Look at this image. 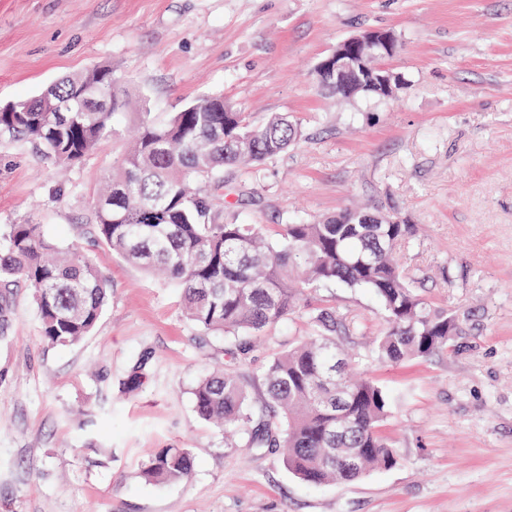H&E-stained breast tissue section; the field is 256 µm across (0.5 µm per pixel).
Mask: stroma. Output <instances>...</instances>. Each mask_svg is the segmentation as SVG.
Here are the masks:
<instances>
[{"mask_svg":"<svg viewBox=\"0 0 512 512\" xmlns=\"http://www.w3.org/2000/svg\"><path fill=\"white\" fill-rule=\"evenodd\" d=\"M365 29L395 34L393 97L341 100L314 68ZM112 68L126 108L111 135L58 172L33 144L0 136V228L37 224L78 246L109 301L79 342L48 343L17 283L0 320V512H512V0H0V107L66 76ZM220 96L255 122L286 112L299 144L233 170L225 217L269 227L364 206L415 227L398 253L430 301L469 317L447 350L399 366L369 343L385 323L368 291L307 289L357 316L339 337L353 367L392 397L382 432L401 462L311 486L281 449L224 445L191 388L224 360L223 337L188 321L180 292L102 244L93 202L143 116L163 122ZM310 333L303 313L266 330L244 370L255 410L270 357ZM147 382L123 390L133 360ZM190 449L184 481L139 477L156 449Z\"/></svg>","mask_w":512,"mask_h":512,"instance_id":"1","label":"stroma"}]
</instances>
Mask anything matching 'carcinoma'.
I'll return each mask as SVG.
<instances>
[{
	"mask_svg": "<svg viewBox=\"0 0 512 512\" xmlns=\"http://www.w3.org/2000/svg\"><path fill=\"white\" fill-rule=\"evenodd\" d=\"M381 53L386 61L397 55ZM376 60V61H378ZM376 61L357 71L359 90L334 77L320 84L342 99L377 96L373 81L384 74ZM101 75L106 95L112 69L94 66L66 77L33 98L0 112V136L32 141L60 167L80 163L112 133L110 112H44L58 99L77 101L82 87ZM224 99L206 97L165 123L146 117L121 165L112 173L95 207L94 233L101 242L146 271L161 270L181 290L186 317L204 332L224 336V368L202 376L192 389L198 415L224 425L229 436L245 434L252 448L287 449L288 468L311 485L349 482L397 466L400 456L380 432L391 397L372 378L347 376L348 364L336 337L357 336L361 325L340 320L330 308L306 311L312 336L276 354L262 375L265 414L255 412L241 370L254 337L294 314L314 284H340L372 292L386 313L375 342L378 361L397 365L448 348L467 320L461 309L425 299L414 281L391 261L412 236L413 225L395 212L385 224H364V209H345L323 221H293L279 227L224 221L222 199L233 188L224 171L259 166L301 140L298 124L272 113L256 125L243 112L220 111ZM17 280L32 289L43 338L71 345L91 333L107 302L106 280L77 249L48 242L37 224H10L0 231V312ZM150 358L129 367L123 385L145 383ZM189 449L159 448L143 464L150 484L174 483L192 472Z\"/></svg>",
	"mask_w": 512,
	"mask_h": 512,
	"instance_id": "cac0c4a2",
	"label": "carcinoma"
}]
</instances>
